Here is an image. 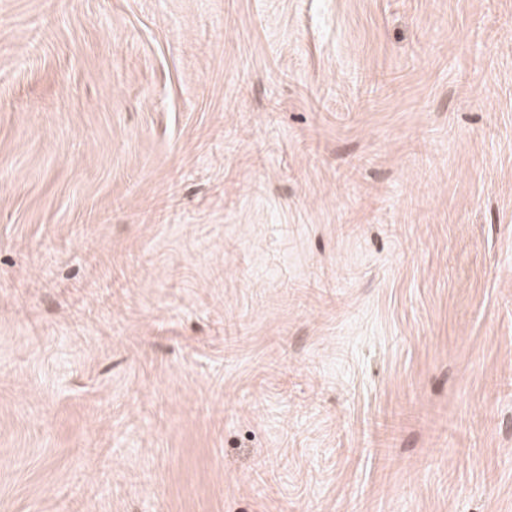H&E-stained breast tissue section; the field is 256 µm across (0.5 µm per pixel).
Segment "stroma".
<instances>
[{
    "mask_svg": "<svg viewBox=\"0 0 512 512\" xmlns=\"http://www.w3.org/2000/svg\"><path fill=\"white\" fill-rule=\"evenodd\" d=\"M0 512H512V0H0Z\"/></svg>",
    "mask_w": 512,
    "mask_h": 512,
    "instance_id": "35a3bbf8",
    "label": "stroma"
}]
</instances>
